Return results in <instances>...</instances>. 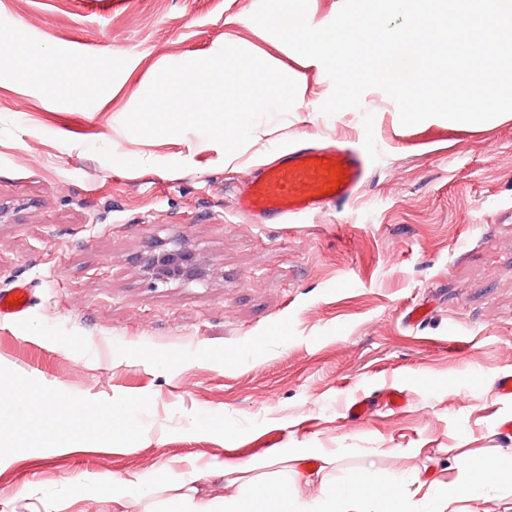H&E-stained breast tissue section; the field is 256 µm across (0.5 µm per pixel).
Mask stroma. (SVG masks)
Segmentation results:
<instances>
[{
    "label": "stroma",
    "mask_w": 512,
    "mask_h": 512,
    "mask_svg": "<svg viewBox=\"0 0 512 512\" xmlns=\"http://www.w3.org/2000/svg\"><path fill=\"white\" fill-rule=\"evenodd\" d=\"M259 0H0V380L83 407L61 433L130 412L121 444L51 448L37 409L0 427V512H116L108 481L154 482L126 512H165L163 473L313 448L329 480L367 467L446 486L457 459L512 456V113L402 125L382 90L328 116L323 65L251 19ZM243 48L294 78L290 111L225 161L195 131L123 127L165 66ZM351 140L375 166L355 200L256 224L235 188L296 140ZM182 244L203 280L153 285ZM420 307L424 319L404 322ZM400 391L402 408L386 404ZM363 399L359 417L350 405ZM23 430L22 444L13 433ZM467 512H512V478Z\"/></svg>",
    "instance_id": "35a3bbf8"
}]
</instances>
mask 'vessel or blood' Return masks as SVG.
Wrapping results in <instances>:
<instances>
[{"mask_svg": "<svg viewBox=\"0 0 512 512\" xmlns=\"http://www.w3.org/2000/svg\"><path fill=\"white\" fill-rule=\"evenodd\" d=\"M369 172L367 154L350 142L328 147L302 142L237 190V208L256 223H282L349 202Z\"/></svg>", "mask_w": 512, "mask_h": 512, "instance_id": "obj_1", "label": "vessel or blood"}]
</instances>
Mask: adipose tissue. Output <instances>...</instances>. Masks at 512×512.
<instances>
[{
  "instance_id": "ef3b65f1",
  "label": "adipose tissue",
  "mask_w": 512,
  "mask_h": 512,
  "mask_svg": "<svg viewBox=\"0 0 512 512\" xmlns=\"http://www.w3.org/2000/svg\"><path fill=\"white\" fill-rule=\"evenodd\" d=\"M314 450L302 448L269 449L259 465L264 475L251 477L244 465L217 463L206 476L237 487V494L217 500L202 496L193 480L168 475L166 487L173 494L175 512H372V502H379V512H414L415 492L407 479L379 485L374 473L360 470L347 482L323 491L316 499L305 502L291 489L311 473ZM459 480L448 484L435 498L434 512H464L474 484L487 482L489 474L503 468V458L493 448L458 462Z\"/></svg>"
}]
</instances>
